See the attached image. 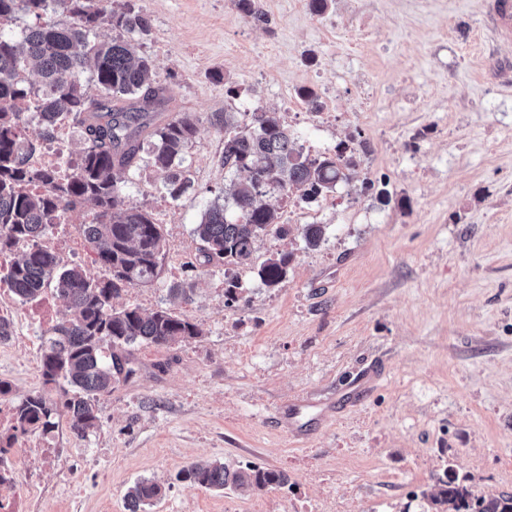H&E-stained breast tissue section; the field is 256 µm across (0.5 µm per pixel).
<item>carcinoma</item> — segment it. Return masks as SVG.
Wrapping results in <instances>:
<instances>
[{"label": "carcinoma", "mask_w": 512, "mask_h": 512, "mask_svg": "<svg viewBox=\"0 0 512 512\" xmlns=\"http://www.w3.org/2000/svg\"><path fill=\"white\" fill-rule=\"evenodd\" d=\"M60 13L73 22L57 20ZM21 15L36 20L21 37L0 30V255L8 258L6 284L14 294L32 300L53 283L68 315L52 325L40 348L43 384L58 388L59 399L37 391L20 400L13 407L11 445L19 432L53 431L62 415L76 436H87L98 426L100 398L134 374L131 347L182 342L202 334L198 324L167 308L144 313L112 304L123 291L157 278L165 247L161 225L122 193L125 179L142 160L141 152L147 151L152 165L164 173L172 199L194 187L185 155L196 142L200 118L181 112L155 123L171 101V88L159 80L149 58L132 51L133 42L151 32V18L132 4L111 9L106 0H0V16L15 20ZM102 26L115 32L111 40L97 39ZM29 65L38 76L35 83L19 80V72ZM31 97L39 101L38 125L44 134L63 116L84 128L85 146L63 182L26 164L34 144L22 134L16 105ZM209 121L224 130L222 162L234 181L230 191L216 196L193 233L205 261L224 268L226 304L232 306L242 289L236 269L250 262L257 239L290 233L267 198L294 194L315 202L348 179L347 171L355 164L344 157L341 143L333 154L305 153L294 133L270 112H215ZM32 182L49 189L32 194L22 188ZM229 206L235 210L233 220L226 217ZM77 207L89 214L80 232L95 261L110 273L106 279L92 280L80 267L68 268L36 245L53 221ZM302 235L306 246L316 247L324 227L307 224ZM21 240L33 246L15 256L13 248ZM292 261L290 252L269 258L258 277L275 288L286 279ZM177 479L191 487L231 485L259 491L287 483L278 470L250 463L231 470L217 461L193 463ZM465 481L467 477L447 468L422 496L435 512H512L511 494L478 495ZM164 493L158 483L139 480L126 491L127 510L145 512Z\"/></svg>", "instance_id": "obj_1"}]
</instances>
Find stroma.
<instances>
[{"label": "stroma", "instance_id": "obj_1", "mask_svg": "<svg viewBox=\"0 0 512 512\" xmlns=\"http://www.w3.org/2000/svg\"><path fill=\"white\" fill-rule=\"evenodd\" d=\"M131 1L152 19L135 50L172 88L167 116L201 123L185 161L192 192L171 199L146 161L124 185L166 248L158 279L113 304L163 307L203 334L134 346L136 374L100 399L87 437L59 419L56 459L26 512H127L140 479L165 487L148 512H428L419 493L449 466L476 494H512V86L492 75L512 43L491 41L486 0H331L320 15L309 0H255L259 26L236 0ZM289 107L304 149L343 142L357 165L316 204L269 196L325 237L306 246L296 224L259 238L230 307L220 268L185 270L199 256L195 224L230 182L209 117L281 119ZM284 251L288 276L266 287L256 272ZM185 280L189 298L171 297ZM11 329L0 379L17 401L43 387L47 329L20 317ZM298 397L309 407L295 439L279 420ZM199 460L280 470L288 483L177 481Z\"/></svg>", "mask_w": 512, "mask_h": 512}]
</instances>
